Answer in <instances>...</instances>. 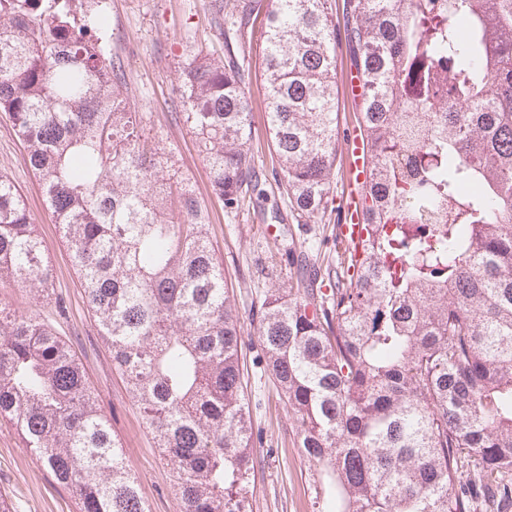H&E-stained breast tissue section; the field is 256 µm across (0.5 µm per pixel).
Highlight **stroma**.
<instances>
[{
  "mask_svg": "<svg viewBox=\"0 0 512 512\" xmlns=\"http://www.w3.org/2000/svg\"><path fill=\"white\" fill-rule=\"evenodd\" d=\"M107 11L112 23L104 35V47L108 56L119 60L124 68L130 103L136 111L150 114L152 131L177 149L180 165L193 178L197 193L209 200L211 237L224 261L230 298L243 330L240 362L251 422L261 435L254 444L258 470L249 512H318V471L302 455L287 402L259 363L261 352L252 312L269 288L297 273L293 265L271 266L270 255L277 245L294 248L299 258L319 254L323 265L335 266L332 235L341 211L329 208L318 224H300L293 217H286L291 234L277 241L266 234L268 221L263 212L247 206L230 214L210 200L208 168L197 154L186 126L172 116L179 63L189 51H209L223 44L220 31L211 20L210 0H108ZM334 24L338 128L343 131L357 127L359 109L352 89L345 84L352 62L343 33V16L335 15ZM247 97L253 127L251 153L256 167L268 174L278 163L268 146L266 86L259 71L250 75ZM0 172L13 181L44 241L55 295L48 302L31 290L0 288V306L19 314L36 312L64 337L81 360L102 410L112 418L113 429L128 464L139 478V491L150 512H178L170 492L171 470L161 460L137 403L112 364V354L99 335L69 251L28 166L26 151L3 118ZM0 497L7 500L12 512L78 510L75 493L52 481L15 427L7 422H0Z\"/></svg>",
  "mask_w": 512,
  "mask_h": 512,
  "instance_id": "35a3bbf8",
  "label": "stroma"
}]
</instances>
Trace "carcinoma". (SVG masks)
Masks as SVG:
<instances>
[{"label":"carcinoma","mask_w":512,"mask_h":512,"mask_svg":"<svg viewBox=\"0 0 512 512\" xmlns=\"http://www.w3.org/2000/svg\"><path fill=\"white\" fill-rule=\"evenodd\" d=\"M224 53L186 55L176 119L212 196L254 200L255 45L278 188L326 213L336 160L335 0H212ZM361 88L367 236L267 291L256 331L320 467L319 512L512 509V0H344ZM88 0H0V114L69 247L112 364L172 472L179 512H245L255 483L242 331L209 214L175 148L131 110ZM450 206L448 218L441 207ZM52 286L46 247L0 173V288ZM0 417L79 512H148L70 346L0 308Z\"/></svg>","instance_id":"carcinoma-1"}]
</instances>
